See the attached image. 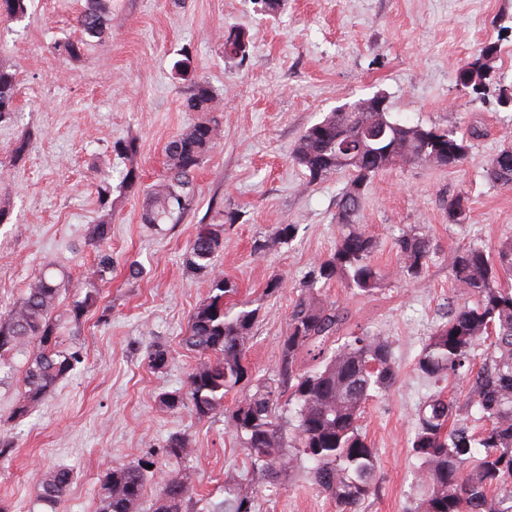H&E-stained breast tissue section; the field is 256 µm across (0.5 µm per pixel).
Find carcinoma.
I'll use <instances>...</instances> for the list:
<instances>
[{"mask_svg":"<svg viewBox=\"0 0 512 512\" xmlns=\"http://www.w3.org/2000/svg\"><path fill=\"white\" fill-rule=\"evenodd\" d=\"M110 10V0H84L74 18L82 36L55 41L53 53L68 62L81 61L90 40L108 35ZM27 11L28 0H0L1 19L19 20ZM240 34L236 29L224 31L225 58L246 59L248 46L240 44ZM174 68L188 83L185 111L205 117L166 145L165 175L147 191L141 214V223L153 227L178 224L190 210L195 174L215 148L220 127L216 90L196 74L189 53ZM18 89L17 72L1 63L0 123L14 117ZM372 118L386 129L388 153L366 139L357 128L356 115L336 111L306 128L293 148L292 159L305 171L308 183L336 171L348 173L349 181L336 203V249L304 276L289 308L288 332L280 341L273 376L256 379L245 364L257 310L231 301L238 293L236 283L215 269L224 248L221 230L214 224L199 225L188 248L187 267L209 280L208 295L191 314L182 339L198 362L188 376L186 394L163 392L156 403L169 412L189 404L199 418L224 411L249 461L245 477L224 478V512H256L257 485L288 484L304 467L314 488L334 502L336 512H358L377 493L378 459L360 419L370 400L390 395L399 370L385 337L341 334L348 313L322 299L321 290L336 282L356 295L370 296L388 278L372 261L376 240L358 224L371 180L396 166L429 165L432 154L444 151L445 167L456 168L467 160L470 146L452 130L392 121L387 112ZM35 136V129H23L0 166H20ZM485 177L495 186H512V146L489 159ZM469 217L466 198L448 200V223L463 224ZM297 232V225L285 224L273 237L256 240L254 251L286 244ZM110 239L111 225L102 220L95 225L91 242L97 262L84 277L83 298L68 312L74 325L99 307L100 287L112 274V256L105 252ZM394 245L399 275L421 278L435 251L431 236L413 225ZM448 271L470 303L448 308L447 321L423 345L416 369L437 383L463 380L469 391L463 400L435 393L419 405L411 451L420 462L425 492L411 512H512V239L492 252L478 244L453 248L448 251ZM61 285L52 268H44L20 302L0 315V357L29 347L20 415L41 403L81 360L79 351L63 348L58 341L61 319L54 313ZM480 346L484 359L478 364ZM302 354L311 361L304 371L295 367ZM168 358L161 345L146 351L153 369L163 368ZM238 391L243 398L224 407V398ZM474 417L483 421L481 428L471 426ZM195 452L184 436L168 437L162 455L180 468L161 477L154 512H185L196 475L184 462ZM151 464L138 459L107 471L99 481V512H139ZM72 478L67 467L42 473L37 479L39 500L57 507Z\"/></svg>","mask_w":512,"mask_h":512,"instance_id":"1","label":"carcinoma"}]
</instances>
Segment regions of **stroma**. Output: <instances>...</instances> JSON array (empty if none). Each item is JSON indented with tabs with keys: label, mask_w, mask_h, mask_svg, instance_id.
Here are the masks:
<instances>
[{
	"label": "stroma",
	"mask_w": 512,
	"mask_h": 512,
	"mask_svg": "<svg viewBox=\"0 0 512 512\" xmlns=\"http://www.w3.org/2000/svg\"><path fill=\"white\" fill-rule=\"evenodd\" d=\"M77 0H29L25 18L0 22V63L20 81L14 123L0 124V159L8 157L22 128L37 137L26 163L0 172V313L23 295L44 266L64 272L58 313H66L97 252L89 235L101 219L112 226L114 270L100 290L98 312L62 340L81 352L76 369L47 399L17 416L27 351L0 361V435L13 442L0 457V505L9 512H51L39 501L33 477L55 467L73 472L58 512H96L99 480L112 467L152 457L159 470L166 438L183 434L198 453L195 512H224V477L248 467L223 412L197 418L189 409L165 412L156 397L186 391L197 359L182 344L189 318L206 298L209 283L186 266L188 244L200 222H212L214 204L234 213L224 226L216 267L235 281L239 299L257 308L245 360L255 377L279 362V341L288 328L292 300L309 268L327 256L338 237L336 202L348 183L337 172L310 184L291 161L302 132L343 103L386 95L394 121L468 132L480 124L468 161L459 168L428 165L394 168L365 190L358 218L378 247L374 261L389 277L373 295L350 293L340 284L327 301L345 307L349 331L389 340L399 368L394 391L370 401L360 421L379 460L380 488L361 512H406L422 493L411 453L419 403L442 391L467 392L460 380L437 384L415 369L434 329L446 321L450 302L466 297L448 274V251L479 244L494 249L512 239V187L491 185L485 164L512 145V107L500 106L496 86L512 87V0H284L274 16L253 0H112L107 37L93 43L78 63L54 54V41L77 37ZM244 30L249 56L225 59L226 29ZM496 44L494 89L475 97L462 87L463 63ZM191 47L194 69L221 98V133L195 183V205L178 224L148 227L140 221L143 190L164 172L165 146L197 119L185 111L187 88L173 64ZM135 139V155L111 152L114 141ZM138 169L140 190L121 189L122 174ZM112 186V208L103 212L101 179ZM467 198L471 218L448 221L447 202ZM283 224L296 237L263 254L253 242ZM423 225L437 250L424 277L401 278L393 242L401 230ZM143 264L142 278L126 264ZM281 288L267 295L268 282ZM169 351L166 366L151 369L146 349ZM256 512H336L334 503L304 478L285 487H260Z\"/></svg>",
	"instance_id": "1"
}]
</instances>
